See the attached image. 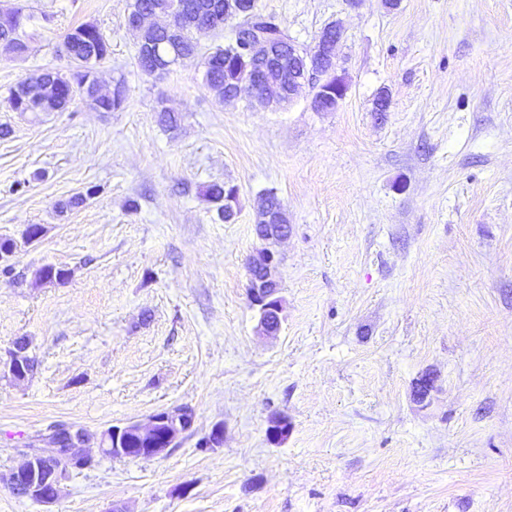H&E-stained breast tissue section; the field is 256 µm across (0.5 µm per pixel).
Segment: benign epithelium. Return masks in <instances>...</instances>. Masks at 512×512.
Returning a JSON list of instances; mask_svg holds the SVG:
<instances>
[{
	"label": "benign epithelium",
	"instance_id": "benign-epithelium-1",
	"mask_svg": "<svg viewBox=\"0 0 512 512\" xmlns=\"http://www.w3.org/2000/svg\"><path fill=\"white\" fill-rule=\"evenodd\" d=\"M258 12L256 0H225L224 16H238L243 19L235 37L248 41L243 68L242 81L236 91L248 88L254 99L265 104L272 102L288 105L304 90L309 89L311 106L315 110L323 109L325 101L335 100L340 104L346 96L343 76L336 71V47L341 40V28L331 25L330 34L318 36L314 48L304 50L284 38V34L271 36L253 27ZM167 22L150 25L155 18L153 12H142L132 23H126L129 30L141 34L163 29L170 36L169 50L174 53L186 31L194 28L193 23L183 15L180 0H169L164 11ZM0 22L9 29L12 44L26 41L27 33L22 22L11 23L8 12L0 5ZM84 76L81 91L82 98L97 109L103 100L112 99V91L104 92L95 77L91 65H73L67 72L51 71L49 82L43 88L61 89L68 86V92L77 91L74 78ZM257 236L263 241H281L288 237L289 228L282 208L276 206L266 210V221L256 226ZM280 259L271 250L263 254H254L247 265L248 296L253 306L258 308V331L264 336H275L281 329V279L279 276ZM28 350L12 345L6 351V360L1 362L8 374H13L20 361L28 357ZM191 412L184 406L165 409L150 416L147 422L130 421L112 429V437L96 435L86 429L63 424L53 427L45 434L37 436V443L29 446L21 464L2 477L17 496L36 503L51 504L64 492L66 482L73 473L92 469L99 463V457L110 456L114 459L132 460L154 458L173 447L183 433L189 429ZM163 427V435L155 448H144L138 456L129 453L122 446L121 434L132 430L143 437L157 434ZM94 444L99 448L95 456L84 450Z\"/></svg>",
	"mask_w": 512,
	"mask_h": 512
}]
</instances>
